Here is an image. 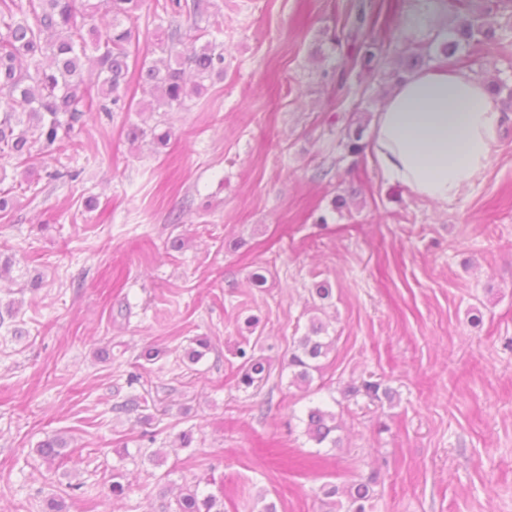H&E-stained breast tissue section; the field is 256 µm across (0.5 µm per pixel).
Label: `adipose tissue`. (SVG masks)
Segmentation results:
<instances>
[{
  "label": "adipose tissue",
  "mask_w": 512,
  "mask_h": 512,
  "mask_svg": "<svg viewBox=\"0 0 512 512\" xmlns=\"http://www.w3.org/2000/svg\"><path fill=\"white\" fill-rule=\"evenodd\" d=\"M509 122L485 81L451 65L426 68L374 113L370 159L415 197L448 203L483 178Z\"/></svg>",
  "instance_id": "adipose-tissue-1"
}]
</instances>
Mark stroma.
Here are the masks:
<instances>
[{
    "instance_id": "35a3bbf8",
    "label": "stroma",
    "mask_w": 512,
    "mask_h": 512,
    "mask_svg": "<svg viewBox=\"0 0 512 512\" xmlns=\"http://www.w3.org/2000/svg\"><path fill=\"white\" fill-rule=\"evenodd\" d=\"M421 3L207 0L223 78L150 112L129 77L130 111L93 113L48 157L75 179H41L0 220L13 260L0 299L21 303L20 335L0 329V512H43L77 483L69 512H163L195 483L224 512H325L318 487L354 474L377 477L371 512H512V124L482 181L446 204L341 144L347 122L370 126L406 40L399 19ZM169 21L144 0L138 60L161 58ZM363 42L380 65L355 62ZM460 56L512 87V45ZM132 124L173 136L133 145ZM318 282L329 299L312 297ZM315 315L336 342L308 395L288 355ZM199 337L211 347L193 364ZM242 348L268 363L262 384L239 386ZM365 379L391 399L343 396ZM134 395L144 410L120 412ZM315 404L338 415L339 448L306 437ZM59 432L66 456L43 461L37 445Z\"/></svg>"
}]
</instances>
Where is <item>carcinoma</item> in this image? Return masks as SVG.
<instances>
[{
  "label": "carcinoma",
  "mask_w": 512,
  "mask_h": 512,
  "mask_svg": "<svg viewBox=\"0 0 512 512\" xmlns=\"http://www.w3.org/2000/svg\"><path fill=\"white\" fill-rule=\"evenodd\" d=\"M143 0H97L78 9L76 0H0V159H12L23 168L27 188L29 176L45 168L46 157L64 148L65 139L87 112L111 113L124 109L123 87L131 71L132 46L139 41L136 12ZM451 7L464 14L460 23L438 44V52L450 60L464 47L494 46L504 49L506 37L486 28L471 9L473 0H450ZM112 13L109 29L102 33L96 26L100 11ZM206 29L195 23L183 31L175 28L158 38L162 52L172 53L183 45L186 52L174 68L161 60L141 63L138 81L148 95L147 108L171 112L183 107L186 99L205 88L204 81L224 74V51L210 41L196 43ZM426 55L404 48L398 52L401 74L421 69ZM364 129L347 127L343 133L345 148L359 155L364 151ZM130 144L150 136L161 146L168 145L170 129L149 130L138 125L127 129ZM335 346V339L325 335L323 323L311 317L307 332L298 338L288 359L294 368L292 383L309 390L312 372ZM239 383L247 388L261 383L267 375L265 363L246 350ZM365 393L377 398L388 396L377 382L350 385L344 395ZM305 433L321 446L339 445L336 437V413L320 405L308 408ZM67 439L52 435L37 448L40 457L52 462L64 456ZM376 475L338 485L326 481L319 486V497L328 512H367L373 497ZM171 512H224V503L214 494H203L199 485L188 486L175 501Z\"/></svg>",
  "instance_id": "1"
}]
</instances>
